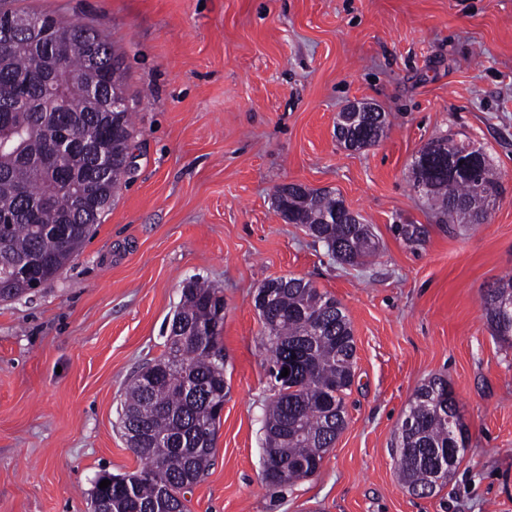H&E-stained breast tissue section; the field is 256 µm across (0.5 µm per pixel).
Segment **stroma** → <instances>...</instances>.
<instances>
[{
    "instance_id": "35a3bbf8",
    "label": "stroma",
    "mask_w": 512,
    "mask_h": 512,
    "mask_svg": "<svg viewBox=\"0 0 512 512\" xmlns=\"http://www.w3.org/2000/svg\"><path fill=\"white\" fill-rule=\"evenodd\" d=\"M97 29L124 58L134 167L79 255L0 301V512H91L98 474L140 462L124 392L161 356L194 278L224 295V402L190 512H512V346L481 294L512 270V0H19ZM352 102L388 115L350 150ZM483 148L503 175L489 220L450 237L412 187L431 140ZM300 182L373 227L378 256L340 265L274 207ZM430 225L410 249L391 225ZM296 276L339 300L356 342L347 425L283 496L261 479L274 382L254 296ZM446 378L469 448L431 495L390 444L415 389ZM344 112L354 115L352 119L354 121L350 123L351 117L341 112L336 124V137L346 148H350L349 142H352V138L354 137H356V141L358 142L356 149L372 146L383 137L386 126V116L384 112H380L372 105L360 106L357 103L349 104L344 109ZM361 112H363V116L357 118ZM367 112L377 113H375V115H368ZM380 117H382V119H380Z\"/></svg>"
}]
</instances>
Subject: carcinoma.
<instances>
[{"label": "carcinoma", "instance_id": "carcinoma-1", "mask_svg": "<svg viewBox=\"0 0 512 512\" xmlns=\"http://www.w3.org/2000/svg\"><path fill=\"white\" fill-rule=\"evenodd\" d=\"M36 20L39 36L62 57L53 70L42 64L39 43L22 29L0 23V298L19 297L53 279L79 252L94 225L111 208L133 135L132 112H113L108 99L129 101L124 62L92 27L53 12H31L0 0V20ZM385 113L356 120L339 115L336 137L362 149L385 133ZM414 188L426 191L437 227L454 235L487 220L502 192L501 173L479 149L445 137L423 148L412 165ZM276 210L300 224L336 261L355 265L376 255L369 224L347 211L329 192L274 197ZM392 232L417 248L429 235L426 224H394ZM271 305L259 311L262 346L269 370L288 365L286 380L264 412L265 452L283 465L280 494L319 468L346 426L344 399L353 380L356 352L351 323L341 304L311 281L277 277ZM221 289L189 282L169 329L166 350L129 385L122 410L124 429L139 433L132 452L142 467L112 475L108 487L95 480L92 497L112 512H188L183 486L208 473L221 416L218 403L230 387L224 377ZM493 336L512 343V272L482 294ZM275 340H269V337ZM194 383L197 390H185ZM396 441L397 473L407 488L433 483L434 463L457 465L468 449L469 430L448 381L433 378L417 387Z\"/></svg>", "mask_w": 512, "mask_h": 512}]
</instances>
